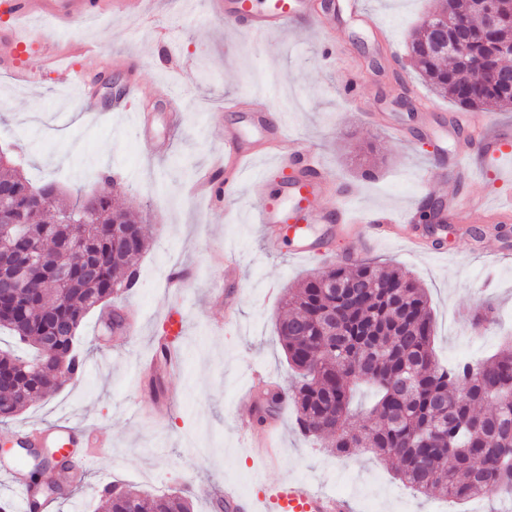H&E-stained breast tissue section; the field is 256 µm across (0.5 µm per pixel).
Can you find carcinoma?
<instances>
[{
    "label": "carcinoma",
    "instance_id": "carcinoma-1",
    "mask_svg": "<svg viewBox=\"0 0 512 512\" xmlns=\"http://www.w3.org/2000/svg\"><path fill=\"white\" fill-rule=\"evenodd\" d=\"M475 0H441L433 14L465 22L472 70L436 51L422 28L408 44L411 58L435 91L465 111L512 106V88L486 73L506 69L500 46L512 43V0H501L503 20L485 27ZM0 240L13 245L10 224L34 235L39 260L32 266L23 311H0L6 329L34 355L0 350V422L56 393L59 374H76L74 345L86 315L137 284V261L148 234L135 217L115 207L108 191L57 205L51 183L33 185L17 168L0 166ZM86 208L96 225L60 224L57 218ZM288 312L278 334L298 378L267 395V408L291 400L304 434L327 442L338 457L369 450L396 465L395 475L416 492L457 500L512 494V345L491 359L455 369L434 357V321L428 298L408 271L375 262L335 265L283 300ZM365 383L377 399L371 426L349 422L354 388ZM99 512H191L182 493L154 500L134 488L111 485Z\"/></svg>",
    "mask_w": 512,
    "mask_h": 512
}]
</instances>
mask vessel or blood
Instances as JSON below:
<instances>
[{
    "label": "vessel or blood",
    "mask_w": 512,
    "mask_h": 512,
    "mask_svg": "<svg viewBox=\"0 0 512 512\" xmlns=\"http://www.w3.org/2000/svg\"><path fill=\"white\" fill-rule=\"evenodd\" d=\"M46 6L69 21L99 14L107 8L124 9L125 0H6L0 10V44L9 48V56L0 58V66L14 84L32 88L37 84L35 74L17 62L14 54L30 49L45 54L41 35L30 32L18 35L16 21L30 14L36 5ZM215 13L225 25L251 36H266L284 31L298 36L321 34L322 15L330 9L328 0H212ZM54 59L64 60L60 74L67 81L85 85L86 74L97 60L96 53L82 44H70L58 49ZM285 128L271 121L269 109L259 104L253 109L248 130H225L224 159L204 174L205 196L219 200L226 185L237 182L242 163L259 155L274 157L271 171L278 187L267 193L256 209V219L266 240L288 243L291 255L311 258L318 254L321 239L309 235L310 224L324 225L326 232L347 233L350 240L367 247L378 240L394 239L395 228L415 223L413 212L400 215L377 214L369 219L355 217L346 205L350 196L337 185L318 164L312 149L302 141L295 142L288 152H281ZM459 181L468 188L467 201L472 210H488L499 220L512 218V207L487 208L482 178L467 166L459 167ZM40 446H54L58 453L90 444L82 428L73 420L36 424ZM25 461L0 457V476L5 477L17 494L22 512H49L50 497H34L25 479ZM226 512H350L349 499L330 495L304 481L284 480L267 484L253 496H245L232 488L223 493Z\"/></svg>",
    "instance_id": "b4317fda"
}]
</instances>
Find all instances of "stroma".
<instances>
[{"instance_id": "stroma-1", "label": "stroma", "mask_w": 512, "mask_h": 512, "mask_svg": "<svg viewBox=\"0 0 512 512\" xmlns=\"http://www.w3.org/2000/svg\"><path fill=\"white\" fill-rule=\"evenodd\" d=\"M123 13H104L58 27L42 16L47 48L70 40L98 45L104 72L97 80L91 122L77 120L80 100L72 84L42 69L39 56L18 60L37 72L41 86L25 90L0 74V148L9 151L33 183L56 182L64 202L93 193L100 172L112 175L114 203L142 217L149 246L139 260V282L113 300L127 326H106L109 308L85 318L77 350L83 374L66 377L55 394L0 423V451L35 467L48 448L17 447L16 428L63 416L112 440L110 454L92 459L81 484L55 483L43 467V484L58 500L56 512H97L103 483L134 486L155 498L187 491L192 512H225L207 497L211 487L230 484L253 495L262 485L306 479L346 496L353 512H512L497 496L466 503L424 496L402 484L369 453L339 458L322 443L301 435L295 409L280 415L278 456H257L240 434V415L250 372L263 368L287 387L294 378L276 322L289 288L336 263L344 241L328 242L318 259L289 256L264 243L255 209L264 162L248 161L244 175L220 203L192 199L185 186L197 169L223 153L224 131L245 127L242 113L223 125L211 113L228 96L264 97L273 119H286L287 139H304L334 179L345 183L352 210L401 212L460 192L454 179L463 162L480 169L490 203L512 197V152L486 161L460 158L454 137L460 108L432 92L408 57L407 45L436 0H364L373 21L390 26L395 46L387 55L371 28L336 0L338 19L322 36L304 40L287 33L254 37L225 26L207 0H127ZM156 100L148 126L135 113L113 111L109 87L127 77L128 60ZM185 68L183 78L172 72ZM360 83L351 101L343 76ZM370 112H389L404 137L371 125ZM374 166L373 177L362 174ZM442 254H416L403 240L380 243L367 261L408 269L425 289L435 323L438 362L450 367L476 363L512 341V260L492 262L491 252L512 249V221L492 225L464 212L449 225ZM236 253L240 277L225 282L217 257ZM187 275L173 292L165 286L172 265ZM223 284L226 302L209 290ZM493 301L495 321L474 332L469 312ZM184 316L173 343L181 364L162 378V391L139 380L136 366L151 358L168 315Z\"/></svg>"}]
</instances>
